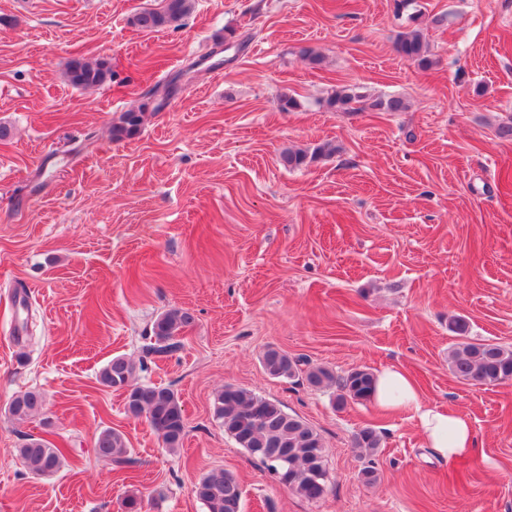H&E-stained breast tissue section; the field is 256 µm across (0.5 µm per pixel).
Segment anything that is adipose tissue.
I'll return each mask as SVG.
<instances>
[{"label": "adipose tissue", "instance_id": "obj_1", "mask_svg": "<svg viewBox=\"0 0 512 512\" xmlns=\"http://www.w3.org/2000/svg\"><path fill=\"white\" fill-rule=\"evenodd\" d=\"M371 400L381 410L411 414L425 444L438 457L454 460L474 454L476 441L467 419L454 410L425 404L402 369L388 367L378 372Z\"/></svg>", "mask_w": 512, "mask_h": 512}]
</instances>
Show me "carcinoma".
Returning a JSON list of instances; mask_svg holds the SVG:
<instances>
[{
	"instance_id": "obj_1",
	"label": "carcinoma",
	"mask_w": 512,
	"mask_h": 512,
	"mask_svg": "<svg viewBox=\"0 0 512 512\" xmlns=\"http://www.w3.org/2000/svg\"><path fill=\"white\" fill-rule=\"evenodd\" d=\"M157 9H144L132 17V24L145 32L160 31L175 26L195 8L196 0H162ZM397 53L419 68L432 66L433 59L423 29L415 26L401 32L396 40ZM111 76L109 63L104 59H71L65 69L67 82L81 89L103 84ZM148 104L124 112L112 125V139L118 141L137 134L143 124ZM326 107L333 111L400 112L405 102L399 96L371 98L353 86L337 89L327 100ZM336 153L327 144L313 151L285 150L282 163L292 169L300 168L321 157ZM194 321L184 308H170L153 322L151 343L147 351L164 355L180 347L179 337ZM449 330L458 341L448 354V367L458 379L472 384L498 385L512 380V349L488 340L469 338V323L454 319ZM265 372L273 378H302L313 389L336 386L339 394L336 404L364 403L370 400L375 375L356 368L343 376H336L324 366H312L276 349H267L262 356ZM142 364L125 356L112 357L100 370L99 382L109 388L125 391V410L134 417H143L155 431L162 445L175 453L182 448L186 436V422L177 393L167 386L139 385L136 377ZM44 406L38 391H25L16 395L8 406L9 416L16 422L35 417ZM214 415L220 420L224 432L244 448L255 460L274 475L279 484L308 501H317L327 492L326 448L320 434L306 421L286 411L285 406L273 399L233 386L219 391L213 403ZM381 438L375 429L364 427L354 434L357 448L374 451ZM95 452L106 464L123 465L129 462V448L123 434L105 429L95 441ZM288 454V466L280 464L281 453ZM18 455L26 470L34 476H49L57 472L64 460L62 449L35 435H29L18 448ZM196 497L207 512H242V489L236 477L222 469L204 475L195 485Z\"/></svg>"
}]
</instances>
